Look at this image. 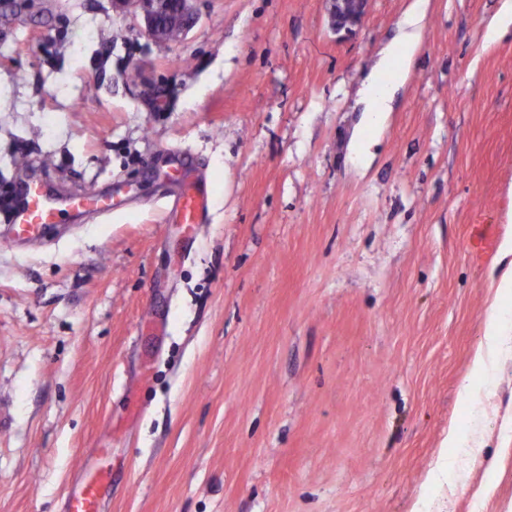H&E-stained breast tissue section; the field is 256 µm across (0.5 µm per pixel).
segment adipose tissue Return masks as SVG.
Masks as SVG:
<instances>
[{"label":"adipose tissue","instance_id":"adipose-tissue-1","mask_svg":"<svg viewBox=\"0 0 512 512\" xmlns=\"http://www.w3.org/2000/svg\"><path fill=\"white\" fill-rule=\"evenodd\" d=\"M423 19V5L421 0H416L400 22L396 39L383 52L377 69L363 83L359 94L369 114V125L381 124L385 112L389 111L396 83L413 62ZM510 355L512 329L505 325L500 308H492L487 316L484 340L474 355L473 365L479 373L487 375L501 358ZM447 445L452 448V455L441 457L429 475V481L435 487L447 483L449 473L460 464L475 460L481 454V442L457 430L449 432Z\"/></svg>","mask_w":512,"mask_h":512}]
</instances>
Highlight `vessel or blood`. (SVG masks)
<instances>
[{
  "label": "vessel or blood",
  "instance_id": "b4317fda",
  "mask_svg": "<svg viewBox=\"0 0 512 512\" xmlns=\"http://www.w3.org/2000/svg\"><path fill=\"white\" fill-rule=\"evenodd\" d=\"M169 164L177 174L178 190L167 221L195 228L209 214L212 189L198 176L184 154H171ZM112 209V198L67 194L46 181L33 180L16 188L8 209V222L16 237L24 239L40 235L68 214L93 211L108 215ZM111 483V471L99 470L70 495L66 512H101L102 498Z\"/></svg>",
  "mask_w": 512,
  "mask_h": 512
}]
</instances>
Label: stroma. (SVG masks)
<instances>
[{"label":"stroma","instance_id":"obj_1","mask_svg":"<svg viewBox=\"0 0 512 512\" xmlns=\"http://www.w3.org/2000/svg\"><path fill=\"white\" fill-rule=\"evenodd\" d=\"M412 2L339 33L326 0H197L157 42L112 0H0V191L133 196L41 241L0 223V512H65L102 464L104 512H512V356L471 365L512 263V30L426 0L356 157ZM175 148L213 187L194 232L156 204ZM477 409L481 456L431 488ZM423 0H416L414 7L399 23L396 39L385 49L378 68L363 83L359 94L365 103L364 112H369L368 123L378 126L389 112L396 91V81L413 62L414 52L420 38L424 19ZM396 69H393L394 65ZM389 75V79L385 76Z\"/></svg>","mask_w":512,"mask_h":512}]
</instances>
